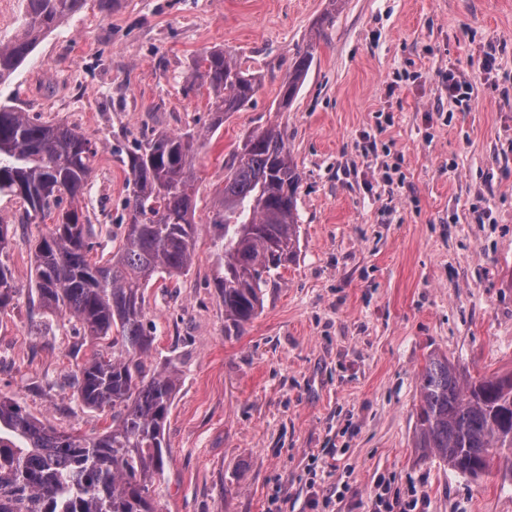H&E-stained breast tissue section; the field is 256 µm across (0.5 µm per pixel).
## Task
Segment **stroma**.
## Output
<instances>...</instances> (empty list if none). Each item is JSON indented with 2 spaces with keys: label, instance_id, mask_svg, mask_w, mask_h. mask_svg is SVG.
<instances>
[{
  "label": "stroma",
  "instance_id": "1",
  "mask_svg": "<svg viewBox=\"0 0 512 512\" xmlns=\"http://www.w3.org/2000/svg\"><path fill=\"white\" fill-rule=\"evenodd\" d=\"M259 76L212 127L206 51ZM309 74L287 111L298 53ZM496 68L483 74L484 56ZM473 83L448 101L449 74ZM97 145L82 202L93 258L115 251L132 177L121 152L193 133L196 248L188 273L154 279L152 361L176 359L163 512H512V463L480 479L416 446L429 355L462 373L512 371V0H113L45 35L0 102ZM279 126L301 173L300 243L264 305L224 331L218 192L244 140ZM0 262L18 294L0 308V397L95 436L111 412L81 407L72 375L92 352L78 323L33 303L34 245L49 221L0 195ZM312 55L306 51L299 53L288 71V77L282 84L281 97L278 103V111L288 109L296 97L300 84L302 83L306 73L311 65Z\"/></svg>",
  "mask_w": 512,
  "mask_h": 512
}]
</instances>
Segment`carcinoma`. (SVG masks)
<instances>
[{"mask_svg": "<svg viewBox=\"0 0 512 512\" xmlns=\"http://www.w3.org/2000/svg\"><path fill=\"white\" fill-rule=\"evenodd\" d=\"M87 0H27L20 29L0 44V84L40 39ZM297 55L282 84L278 110L291 106L311 65ZM186 79L207 86L214 125L240 111L259 86L234 57L214 49ZM196 138L162 133L138 145L124 164L132 176L124 241L105 265L90 257L87 219L79 196L88 185L97 148L77 128L35 123L0 103V194L16 196L32 219L50 203L70 206L39 237L34 281L40 306L80 323L84 335L106 343L74 376L81 406L112 410V427L88 438L47 427L18 402L0 399V512H161L165 423L179 368L169 358L146 364L154 336L145 327L144 288L159 274L188 270L195 248L192 161ZM301 176L283 132L252 135L235 152L220 191L224 226L226 330L242 329L263 307L271 271L288 265L299 247L296 196ZM17 293L0 264V307ZM416 444L478 478L503 449L512 448V373L467 379L431 355L420 376Z\"/></svg>", "mask_w": 512, "mask_h": 512, "instance_id": "1", "label": "carcinoma"}]
</instances>
